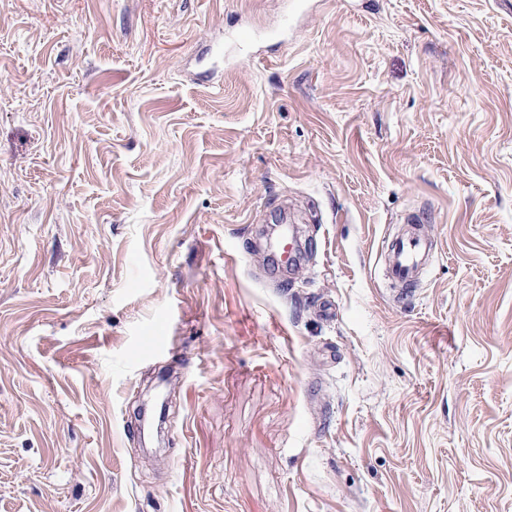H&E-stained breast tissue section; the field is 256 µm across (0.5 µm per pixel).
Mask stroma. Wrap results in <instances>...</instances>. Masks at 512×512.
<instances>
[{"mask_svg":"<svg viewBox=\"0 0 512 512\" xmlns=\"http://www.w3.org/2000/svg\"><path fill=\"white\" fill-rule=\"evenodd\" d=\"M0 512H512V0H0ZM432 241L415 231H406L387 246L386 276L415 283L428 270Z\"/></svg>","mask_w":512,"mask_h":512,"instance_id":"1","label":"stroma"}]
</instances>
